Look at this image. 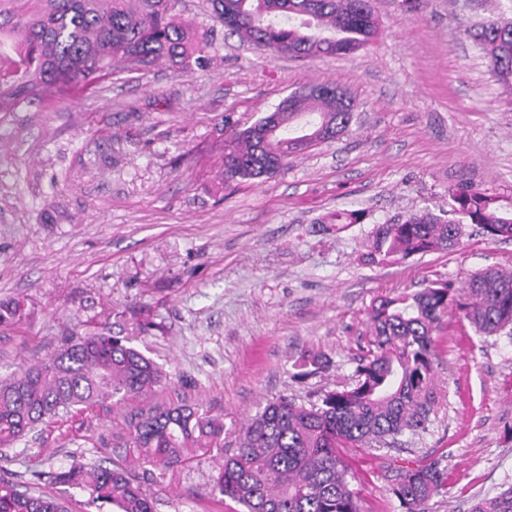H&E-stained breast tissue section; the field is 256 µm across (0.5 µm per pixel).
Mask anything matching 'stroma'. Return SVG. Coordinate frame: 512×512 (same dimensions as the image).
<instances>
[{"label": "stroma", "instance_id": "obj_1", "mask_svg": "<svg viewBox=\"0 0 512 512\" xmlns=\"http://www.w3.org/2000/svg\"><path fill=\"white\" fill-rule=\"evenodd\" d=\"M378 37L349 55L299 58L225 34L209 0L177 12L208 32L203 62L116 73L95 95L0 115V377L47 359L71 333L110 331L166 373L147 398L62 414L16 442L0 467L32 477L84 457L124 455L131 418L189 404L222 420L207 460L156 474L158 512H239L205 494L210 459L236 448L266 402L309 403L352 381L374 301L486 268L512 272V240L469 225L454 251L394 265L362 254L375 225L447 210L473 184L512 198V91L491 78L465 28L512 16V0H369ZM358 109L338 139L268 179L224 180V119L251 125L315 83ZM361 209L336 229L328 216ZM325 370L294 378V357ZM438 405L426 433L396 448H352L360 512H402L401 467L439 463L428 512H469L512 482V336L475 334L449 310L435 335Z\"/></svg>", "mask_w": 512, "mask_h": 512}]
</instances>
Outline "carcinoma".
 <instances>
[{"instance_id": "cac0c4a2", "label": "carcinoma", "mask_w": 512, "mask_h": 512, "mask_svg": "<svg viewBox=\"0 0 512 512\" xmlns=\"http://www.w3.org/2000/svg\"><path fill=\"white\" fill-rule=\"evenodd\" d=\"M0 0V113L38 102L54 107L69 96L96 93L115 68L145 70L161 61L184 62L211 46L174 14L177 0H26L16 18ZM225 31L260 49L297 57L349 54L368 45L377 26L367 0H211ZM484 54L495 81L512 90V20L492 17L467 32ZM355 99L323 83L317 92H294L273 111L224 139L228 182L269 178L296 155L290 144L315 130L318 144L349 127ZM451 209L437 215L415 211L374 227L365 258L401 263L414 256L456 248L464 227L474 224L493 239H512V201L473 185L451 191ZM365 213L339 210L329 223L360 224ZM453 307L476 334L512 332V273L486 269L457 287L438 282L416 292L379 297L370 332L354 357L355 383L299 405L273 399L243 428L235 451L212 463L207 496L230 499L243 512H360L351 488L345 448L390 445L406 433H423L438 405L433 335ZM18 302H0V326L20 320ZM326 366L303 353L294 376ZM164 372L124 336L103 331L73 336L44 362L0 379V457L46 420L88 409L108 398L143 397L162 384ZM224 425L188 405L156 406L130 421L124 459L107 467L73 462L52 474L62 493L31 492V486L0 474V512H69L66 494L87 496L97 512H157L145 484L198 448H210ZM446 478L435 463L401 469L392 494L404 512H425L444 493ZM470 512H512V484L471 506Z\"/></svg>"}]
</instances>
